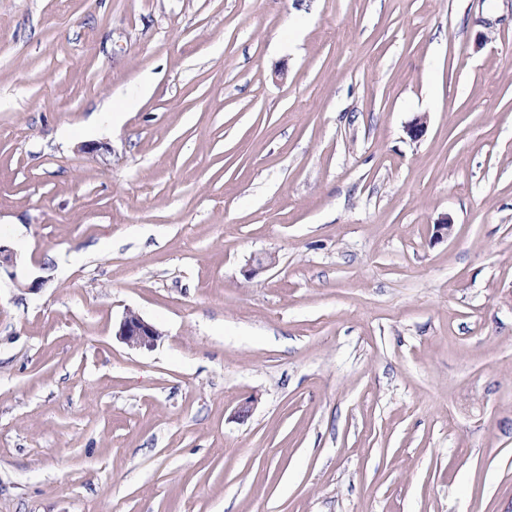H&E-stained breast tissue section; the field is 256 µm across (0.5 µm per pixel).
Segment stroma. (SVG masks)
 I'll list each match as a JSON object with an SVG mask.
<instances>
[{"mask_svg":"<svg viewBox=\"0 0 512 512\" xmlns=\"http://www.w3.org/2000/svg\"><path fill=\"white\" fill-rule=\"evenodd\" d=\"M0 243V512H512V0H0ZM162 335V331L155 324L130 309L125 311L115 333L131 349H151Z\"/></svg>","mask_w":512,"mask_h":512,"instance_id":"stroma-1","label":"stroma"}]
</instances>
